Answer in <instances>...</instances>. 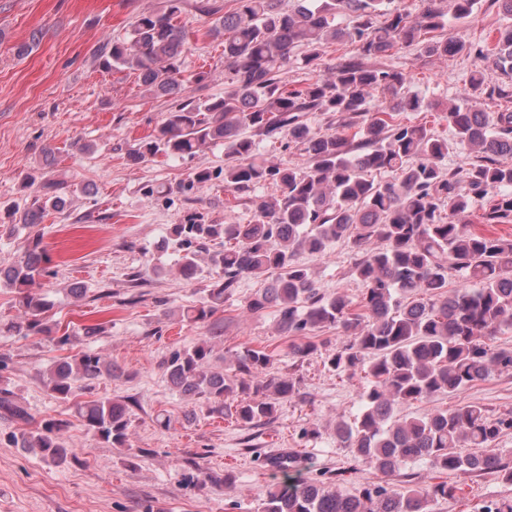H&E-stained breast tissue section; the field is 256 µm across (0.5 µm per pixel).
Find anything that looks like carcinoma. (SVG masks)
<instances>
[{
    "label": "carcinoma",
    "mask_w": 512,
    "mask_h": 512,
    "mask_svg": "<svg viewBox=\"0 0 512 512\" xmlns=\"http://www.w3.org/2000/svg\"><path fill=\"white\" fill-rule=\"evenodd\" d=\"M184 0H165L158 11L142 13L126 37L102 49L104 66L136 74L144 91L170 102L156 134L127 152L139 165L162 153L189 158L211 144L226 150L224 190L248 202L247 224H208L196 217L172 224L166 235L183 246L176 271L187 281L209 282L206 297L182 311L204 323L224 297L245 280L263 282L247 311L274 309L278 327L300 341L289 354L303 361L322 355L338 376L364 373L361 410L350 422L336 423L339 447L384 475L401 472L414 460L441 473L495 474L512 483V459L496 444L512 430V411L492 419L476 402L451 410L395 414V407L432 400L462 390L491 375L512 372V346L494 345L512 327V241L475 235L462 217L477 200L489 199L486 224L512 222V26L500 32L493 64L507 77L490 89L504 101L499 112H484L470 97L448 104L453 140L424 124L395 121L400 112H421L433 104L408 91V76L380 60L395 50L419 46L430 56L467 52L487 56L484 46H466L448 34L429 42L425 33L470 18L480 0H423L411 16L394 0H235L224 11L218 0H204L199 11L214 17L208 35L224 43V75L230 89L222 96H197L206 76L184 75L189 40L181 22ZM354 45L355 56L341 60L303 89L287 88L283 71L302 50L300 64L315 72L325 46ZM196 89H191V85ZM381 104L370 108L374 97ZM311 112H333L341 126L361 125L359 138L336 131L320 133L309 124ZM262 138L298 148L305 167L259 162ZM456 148L473 156L466 167L444 165ZM393 174L375 179L373 172ZM272 183L278 193L258 195ZM69 181L41 177L38 194L12 220L25 227L41 223L53 210H67ZM364 250L353 275L363 284L358 302L340 291L316 286L314 272L301 256H321L344 238ZM371 243L378 247L367 251ZM49 258L40 234L26 238L14 263L0 267V288L17 294L18 314L0 320V333L48 336L59 347L70 342L69 328L49 315L53 303L36 292L49 275ZM274 272L276 278L266 281ZM464 285L448 295V275ZM317 329L346 337L336 347L311 340ZM215 343L199 340L166 354L158 367L182 395L203 400L208 411L231 417L246 429L274 421L280 404L301 398L299 384L272 372L274 355L249 348L235 353L229 369L211 365ZM116 376L100 352L84 351L54 362L43 372L47 389L69 401L95 380ZM85 430L116 448L125 446L131 425L125 401L98 398L76 403ZM0 415L26 424L25 403L0 391ZM67 423L49 419L22 431L14 444L33 448L53 464L67 461ZM469 452H463V449ZM285 473L269 492L263 512H432L438 500H453L459 487L446 481L413 484L403 474L398 484L364 486L356 495L291 475L300 455L276 456Z\"/></svg>",
    "instance_id": "cac0c4a2"
}]
</instances>
